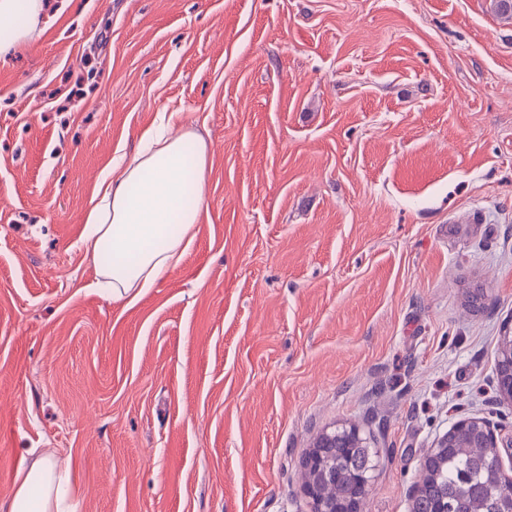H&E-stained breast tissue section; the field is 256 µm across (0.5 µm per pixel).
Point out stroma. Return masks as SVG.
<instances>
[{"instance_id": "1", "label": "stroma", "mask_w": 512, "mask_h": 512, "mask_svg": "<svg viewBox=\"0 0 512 512\" xmlns=\"http://www.w3.org/2000/svg\"><path fill=\"white\" fill-rule=\"evenodd\" d=\"M207 201L135 304L84 257L90 201L158 113ZM512 22L492 0H46L0 60V503L35 459L76 512H312L328 426L410 512L458 420L512 435ZM497 385L503 403L512 406V331L500 337Z\"/></svg>"}]
</instances>
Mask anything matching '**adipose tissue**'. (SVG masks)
Segmentation results:
<instances>
[{"mask_svg": "<svg viewBox=\"0 0 512 512\" xmlns=\"http://www.w3.org/2000/svg\"><path fill=\"white\" fill-rule=\"evenodd\" d=\"M44 16V0H0V57L25 44ZM171 122L159 115L132 156L114 159L86 217L85 257L108 296L129 305L178 266L206 203L207 142L193 131L172 134ZM66 476L53 457L33 460L6 512H64Z\"/></svg>", "mask_w": 512, "mask_h": 512, "instance_id": "adipose-tissue-1", "label": "adipose tissue"}]
</instances>
